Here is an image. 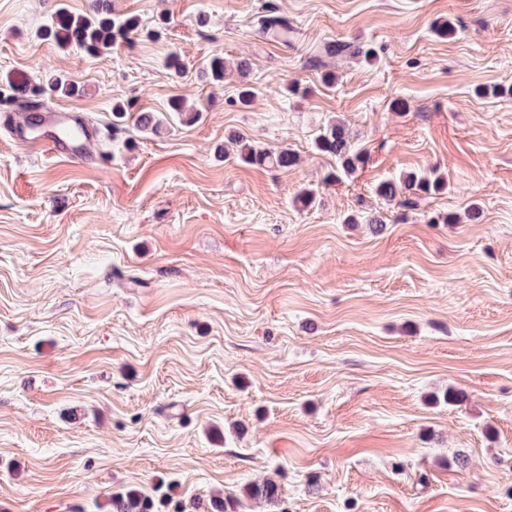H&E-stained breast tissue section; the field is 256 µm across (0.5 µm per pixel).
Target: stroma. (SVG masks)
<instances>
[{
	"mask_svg": "<svg viewBox=\"0 0 512 512\" xmlns=\"http://www.w3.org/2000/svg\"><path fill=\"white\" fill-rule=\"evenodd\" d=\"M62 3L89 9L0 0V512L267 479L287 512H512V0H107L140 28L100 55L44 39ZM215 56L251 60L250 105L200 77ZM53 76L77 92L46 107L94 133L79 163L14 138L12 83ZM180 95L198 123L113 130V102ZM334 120L366 157L339 182L314 150ZM234 132L299 162L215 161ZM432 167L448 190L416 208L374 192ZM261 24L264 32L270 34L274 39L287 41L288 32L291 29L287 17L271 13L262 16Z\"/></svg>",
	"mask_w": 512,
	"mask_h": 512,
	"instance_id": "35a3bbf8",
	"label": "stroma"
}]
</instances>
